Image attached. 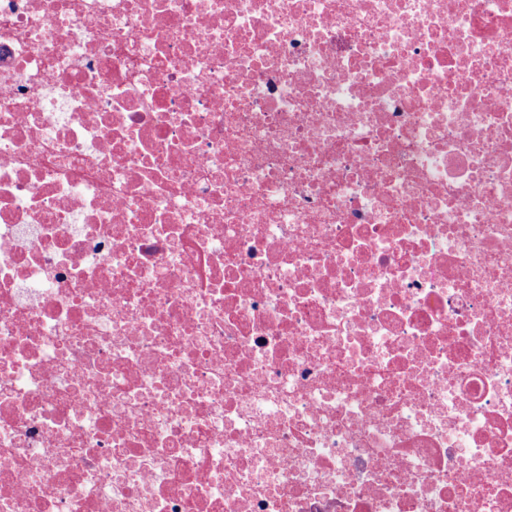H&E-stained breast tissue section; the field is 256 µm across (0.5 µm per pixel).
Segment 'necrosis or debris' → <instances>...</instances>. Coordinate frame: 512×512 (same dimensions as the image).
<instances>
[{
    "label": "necrosis or debris",
    "instance_id": "necrosis-or-debris-1",
    "mask_svg": "<svg viewBox=\"0 0 512 512\" xmlns=\"http://www.w3.org/2000/svg\"><path fill=\"white\" fill-rule=\"evenodd\" d=\"M0 512H512V0H0Z\"/></svg>",
    "mask_w": 512,
    "mask_h": 512
}]
</instances>
